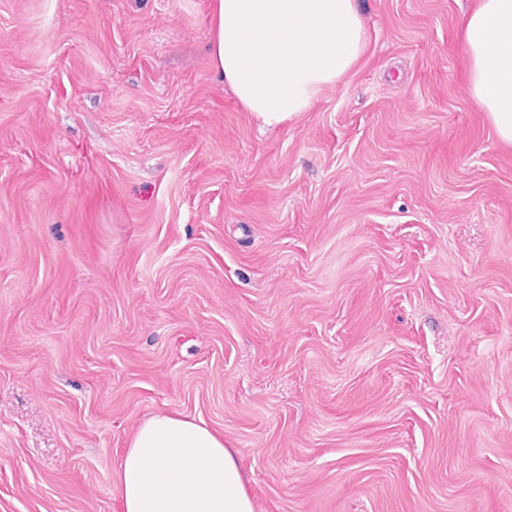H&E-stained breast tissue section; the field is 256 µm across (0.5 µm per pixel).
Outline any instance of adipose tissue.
<instances>
[{"instance_id": "ef3b65f1", "label": "adipose tissue", "mask_w": 512, "mask_h": 512, "mask_svg": "<svg viewBox=\"0 0 512 512\" xmlns=\"http://www.w3.org/2000/svg\"><path fill=\"white\" fill-rule=\"evenodd\" d=\"M213 60L263 125L308 111L365 47L356 0H213ZM468 91L512 142V0H479L463 21ZM122 512H255L236 449L205 423L158 413L119 472Z\"/></svg>"}]
</instances>
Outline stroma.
Here are the masks:
<instances>
[{
  "mask_svg": "<svg viewBox=\"0 0 512 512\" xmlns=\"http://www.w3.org/2000/svg\"><path fill=\"white\" fill-rule=\"evenodd\" d=\"M213 0H0V512H121L159 412L255 512H512V143L477 0H359L365 52L261 126ZM471 60L468 91L499 137L512 142V0H480L463 21Z\"/></svg>",
  "mask_w": 512,
  "mask_h": 512,
  "instance_id": "obj_1",
  "label": "stroma"
}]
</instances>
